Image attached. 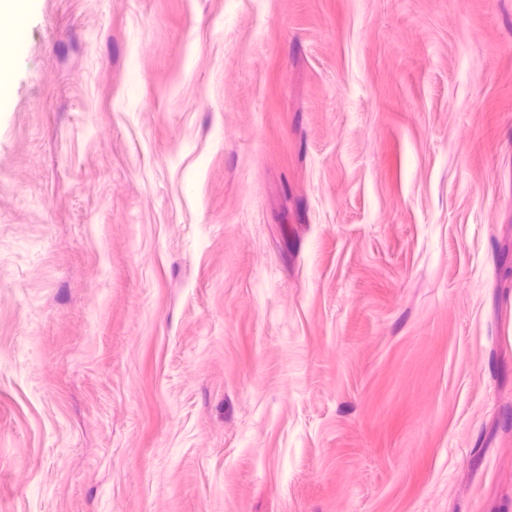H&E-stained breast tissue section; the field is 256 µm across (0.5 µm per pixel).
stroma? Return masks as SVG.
I'll list each match as a JSON object with an SVG mask.
<instances>
[{
  "mask_svg": "<svg viewBox=\"0 0 512 512\" xmlns=\"http://www.w3.org/2000/svg\"><path fill=\"white\" fill-rule=\"evenodd\" d=\"M0 512H512V0H0Z\"/></svg>",
  "mask_w": 512,
  "mask_h": 512,
  "instance_id": "1",
  "label": "stroma"
}]
</instances>
